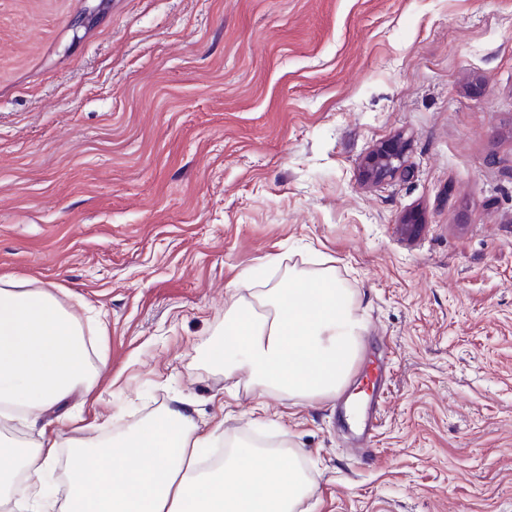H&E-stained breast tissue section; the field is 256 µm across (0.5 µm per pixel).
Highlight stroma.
I'll return each mask as SVG.
<instances>
[{"mask_svg": "<svg viewBox=\"0 0 512 512\" xmlns=\"http://www.w3.org/2000/svg\"><path fill=\"white\" fill-rule=\"evenodd\" d=\"M398 135L405 175L365 179ZM326 267L349 383L256 411L208 359L226 290ZM0 274L112 367L83 443L185 401L215 447L299 448L306 512H512V0H0ZM369 366L362 459L337 409ZM384 394V390H379L375 383L373 384L371 393L367 392L368 400L366 408L368 413L364 422L361 440L356 447L351 448L356 456H363L368 453L369 446L376 437L375 429L377 428L378 421L380 420V411L384 401Z\"/></svg>", "mask_w": 512, "mask_h": 512, "instance_id": "35a3bbf8", "label": "stroma"}]
</instances>
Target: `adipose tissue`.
I'll return each mask as SVG.
<instances>
[{
    "label": "adipose tissue",
    "mask_w": 512,
    "mask_h": 512,
    "mask_svg": "<svg viewBox=\"0 0 512 512\" xmlns=\"http://www.w3.org/2000/svg\"><path fill=\"white\" fill-rule=\"evenodd\" d=\"M332 269L294 273L284 288L234 287L224 303V331L209 358L225 375L243 371L257 399L277 395L319 402L345 386L358 358L363 324ZM78 316L53 288H28L0 275V423L37 418L75 392L90 394L107 369L92 358ZM201 431L187 404L166 407L104 447L73 444L64 499L45 484L58 439L33 445L0 441V505L9 512H297L312 480L296 450L248 445L214 469L199 467Z\"/></svg>",
    "instance_id": "1"
}]
</instances>
